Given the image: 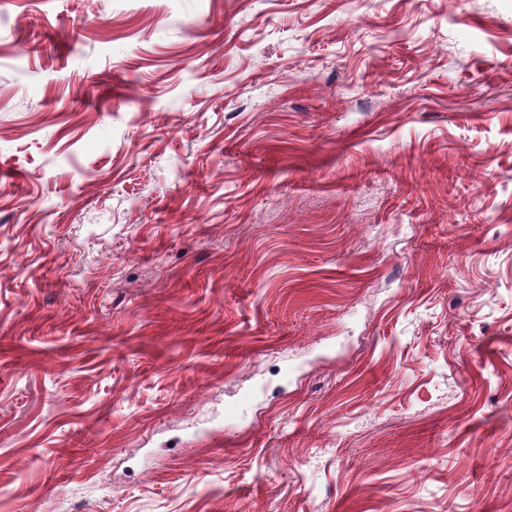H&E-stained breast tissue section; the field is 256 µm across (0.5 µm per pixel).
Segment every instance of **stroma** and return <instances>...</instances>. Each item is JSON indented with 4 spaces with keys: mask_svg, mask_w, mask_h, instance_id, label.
Masks as SVG:
<instances>
[{
    "mask_svg": "<svg viewBox=\"0 0 512 512\" xmlns=\"http://www.w3.org/2000/svg\"><path fill=\"white\" fill-rule=\"evenodd\" d=\"M0 512H512V0H0Z\"/></svg>",
    "mask_w": 512,
    "mask_h": 512,
    "instance_id": "obj_1",
    "label": "stroma"
}]
</instances>
